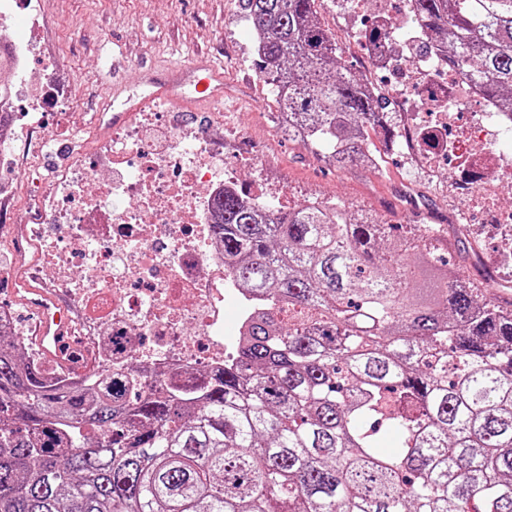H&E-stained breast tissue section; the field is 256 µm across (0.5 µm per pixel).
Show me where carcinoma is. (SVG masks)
<instances>
[{
	"instance_id": "1",
	"label": "carcinoma",
	"mask_w": 512,
	"mask_h": 512,
	"mask_svg": "<svg viewBox=\"0 0 512 512\" xmlns=\"http://www.w3.org/2000/svg\"><path fill=\"white\" fill-rule=\"evenodd\" d=\"M278 111L338 168L393 113L318 0H241ZM452 67L512 109V0H411ZM213 234L250 296L198 383L58 385L0 333V512H512V302L448 269V227L232 195ZM337 1L318 0L316 10L322 26L327 29L343 48L344 57L351 65L352 72L361 78L364 68L360 64L363 50L358 43L350 42L347 31L354 24V17L345 11L336 9L333 5Z\"/></svg>"
}]
</instances>
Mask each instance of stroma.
I'll use <instances>...</instances> for the list:
<instances>
[{"mask_svg": "<svg viewBox=\"0 0 512 512\" xmlns=\"http://www.w3.org/2000/svg\"><path fill=\"white\" fill-rule=\"evenodd\" d=\"M317 16L342 47L355 75L364 72L363 51L347 37L354 17L318 0ZM41 29L33 43L36 69L50 66L56 85L75 93L74 103L42 112L36 130H23L24 163L8 178L17 187L13 199L0 206V262L17 267L23 239L12 228L28 217V200L36 184H47L59 169L94 155L110 132L91 125L104 89L112 82V51L128 58L123 76L135 82L140 66L184 63L196 51L213 54L224 71V161L233 163L237 130L249 132L258 163L239 168L241 179L263 178L288 192L289 206L311 197H331L371 213L387 224H450L459 200L456 169L440 166L428 173L425 164L394 153L382 167L351 165L337 170L319 161L303 145L283 136L271 121L270 88L254 63L253 35L239 0H41ZM465 245L474 249L465 263L470 275L487 270L512 301V271L500 264L512 240L482 224L480 216L462 227Z\"/></svg>", "mask_w": 512, "mask_h": 512, "instance_id": "35a3bbf8", "label": "stroma"}]
</instances>
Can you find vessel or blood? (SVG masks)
I'll use <instances>...</instances> for the list:
<instances>
[{"mask_svg":"<svg viewBox=\"0 0 512 512\" xmlns=\"http://www.w3.org/2000/svg\"><path fill=\"white\" fill-rule=\"evenodd\" d=\"M140 83L149 97L166 96L182 107L192 103L218 106L224 98V75L204 55L176 67L143 73ZM107 98L123 105L122 110L113 112L110 117L114 124L123 122L143 103V98L130 94L123 84L113 85ZM13 292L19 301L41 314L31 337L40 351L72 372L86 371L92 359L76 334L78 319L68 306L50 289L34 286L23 276L15 281Z\"/></svg>","mask_w":512,"mask_h":512,"instance_id":"b4317fda","label":"vessel or blood"}]
</instances>
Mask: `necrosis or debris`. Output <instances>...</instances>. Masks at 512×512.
<instances>
[{
  "instance_id": "1",
  "label": "necrosis or debris",
  "mask_w": 512,
  "mask_h": 512,
  "mask_svg": "<svg viewBox=\"0 0 512 512\" xmlns=\"http://www.w3.org/2000/svg\"><path fill=\"white\" fill-rule=\"evenodd\" d=\"M14 3L22 8L23 30L8 50L21 79L32 62L40 6ZM369 24L383 27L386 39L367 48L365 69L386 72L390 97L405 108L398 149L418 154L420 127L441 132L438 154L460 171L470 196L483 197V223L512 231V207L500 203L501 174L512 171V155L494 149L512 136V114L482 95L469 72L449 70L441 54L420 51L424 30L409 0ZM223 140L220 119L186 127L167 123L162 112L133 115L114 126L94 167L59 170L34 202L38 222L21 225L37 245L43 279L65 290L80 313L78 334L101 370L150 381L223 367L241 325L224 319L230 265L211 232L215 203L228 191L275 209L287 203L283 189L261 180L245 186L225 170Z\"/></svg>"
}]
</instances>
